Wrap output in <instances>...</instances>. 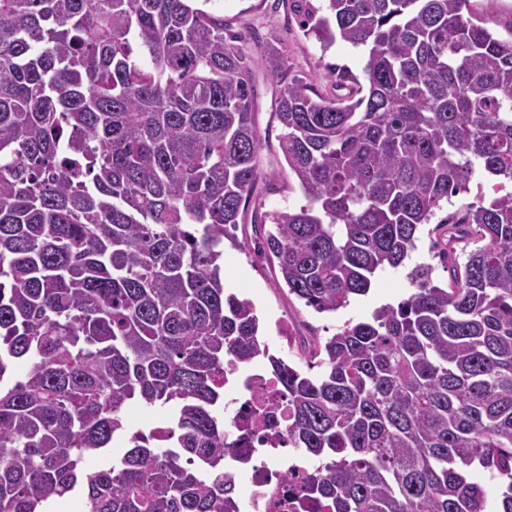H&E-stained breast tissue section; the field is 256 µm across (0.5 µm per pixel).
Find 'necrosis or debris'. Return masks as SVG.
Segmentation results:
<instances>
[{
  "label": "necrosis or debris",
  "mask_w": 512,
  "mask_h": 512,
  "mask_svg": "<svg viewBox=\"0 0 512 512\" xmlns=\"http://www.w3.org/2000/svg\"><path fill=\"white\" fill-rule=\"evenodd\" d=\"M224 394L231 405L232 439L226 449L224 488L241 512H296L289 481H300L308 466L288 456V405L272 377L260 368H224ZM262 403L279 420L277 430L256 424L249 407Z\"/></svg>",
  "instance_id": "obj_1"
}]
</instances>
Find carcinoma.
<instances>
[{
    "mask_svg": "<svg viewBox=\"0 0 512 512\" xmlns=\"http://www.w3.org/2000/svg\"><path fill=\"white\" fill-rule=\"evenodd\" d=\"M470 0H310L322 45L367 52L323 94L288 33L232 32L192 0H0V512H239L224 492V362L267 361L313 512H512V39ZM253 39L306 204L254 215L277 282L319 313L401 266L397 305L269 351L224 283L264 180ZM500 195L436 219L476 171ZM485 244L459 262L458 247ZM26 361L18 376L15 364ZM135 401L170 409L133 430ZM129 449L88 473L84 457Z\"/></svg>",
    "mask_w": 512,
    "mask_h": 512,
    "instance_id": "cac0c4a2",
    "label": "carcinoma"
}]
</instances>
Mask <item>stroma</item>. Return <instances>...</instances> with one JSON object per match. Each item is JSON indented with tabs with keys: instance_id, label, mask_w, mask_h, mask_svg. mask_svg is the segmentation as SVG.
<instances>
[{
	"instance_id": "35a3bbf8",
	"label": "stroma",
	"mask_w": 512,
	"mask_h": 512,
	"mask_svg": "<svg viewBox=\"0 0 512 512\" xmlns=\"http://www.w3.org/2000/svg\"><path fill=\"white\" fill-rule=\"evenodd\" d=\"M197 7L224 18L233 27L251 24L260 32L287 30L288 61L294 70L306 76L319 91L329 90V71L338 67L356 77H363L364 55L350 44L338 42L322 49L313 35L308 34L300 18L286 8L276 7L274 0H196ZM476 20L501 38L512 37V0H471ZM252 58V71L256 90L258 130L262 137L260 167L274 187L263 190L258 198L264 210L296 208L304 198L297 183L289 182L288 166L278 152V122L272 116L276 84L258 61L260 48L248 47ZM258 240L253 233L245 235V249L224 248V279L234 290L250 298L261 322V333L271 353L293 359L294 347L279 339L276 320L288 325L292 336H330L346 321L370 320L374 311L386 304H397L410 292L407 273L418 264L432 261L430 238L420 231L416 248L403 266L378 271L367 295L353 299L349 306L333 313H319L289 296L287 289L279 287L274 274L257 250Z\"/></svg>"
}]
</instances>
